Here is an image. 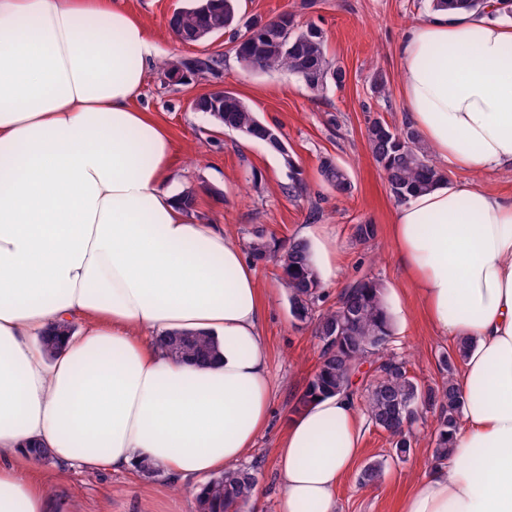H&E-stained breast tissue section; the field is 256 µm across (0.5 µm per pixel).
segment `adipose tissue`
<instances>
[{"mask_svg": "<svg viewBox=\"0 0 512 512\" xmlns=\"http://www.w3.org/2000/svg\"><path fill=\"white\" fill-rule=\"evenodd\" d=\"M399 55L437 165L512 169V26L435 13ZM156 58L124 0H0V512H71L34 479L32 441L65 466L148 463L195 491L267 425L264 291L223 225L166 187L170 134L137 105ZM389 231L433 330L468 344L448 461L402 512H512V195L445 180ZM300 239L335 278L322 227ZM175 331L212 337L218 357L172 359L158 340ZM363 435L351 392L312 399L278 444L277 512H337Z\"/></svg>", "mask_w": 512, "mask_h": 512, "instance_id": "ef3b65f1", "label": "adipose tissue"}]
</instances>
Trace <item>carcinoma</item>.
Returning a JSON list of instances; mask_svg holds the SVG:
<instances>
[{
  "label": "carcinoma",
  "mask_w": 512,
  "mask_h": 512,
  "mask_svg": "<svg viewBox=\"0 0 512 512\" xmlns=\"http://www.w3.org/2000/svg\"><path fill=\"white\" fill-rule=\"evenodd\" d=\"M434 12H477L486 7V0H430ZM176 32L193 37H207L234 31L237 61L245 68L288 72L300 78L314 93L333 84L344 86L347 73L339 64L327 58L322 31L309 25L302 28L291 15L280 16V27L287 37L269 36V32L251 19L240 23L237 0H211L207 8L195 9L190 4L174 18ZM203 110L219 111L216 122L225 129L247 139L262 142L263 126L257 113L238 97L222 99L209 93L199 99ZM366 139L373 159L383 172L389 193L401 204L413 194L428 190L445 178L431 152L410 125L397 129L371 118L366 127ZM323 180L338 193H348L352 183L345 168L331 158L321 161ZM250 256L256 263L276 261L284 275L295 319L315 320V334L320 354L315 373L300 395L296 410L310 399L351 389L354 378L364 364L373 367L361 386L365 392L364 406L372 424L385 431L394 454L399 459L412 450V433L425 415L437 416V426L431 433L434 444V465L448 460V437L458 425L464 401L453 383L456 363L466 355V347L442 355V381L422 385L410 375L405 359L385 354L392 336V324L382 285L373 277L354 282L336 303L318 316L313 307L320 297L321 281L311 259L308 245L292 241L288 245L271 246L263 235L249 245ZM160 344L174 357L204 360L215 350L208 337L191 332H174L160 338ZM254 466H240L210 479L202 495L196 498L197 512H219V509L239 510L248 505L256 486Z\"/></svg>",
  "instance_id": "cac0c4a2"
}]
</instances>
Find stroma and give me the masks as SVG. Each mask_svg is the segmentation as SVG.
<instances>
[{"instance_id": "stroma-1", "label": "stroma", "mask_w": 512, "mask_h": 512, "mask_svg": "<svg viewBox=\"0 0 512 512\" xmlns=\"http://www.w3.org/2000/svg\"><path fill=\"white\" fill-rule=\"evenodd\" d=\"M130 13L145 25L159 59L218 55L224 66L218 76H191L168 83L161 68L150 73L138 104L169 130L174 145L173 192L193 191L201 216L221 224L239 244L256 234L286 243L308 225H324L336 243L338 274L323 285L319 309L335 307L342 291L363 277L383 286L393 318L394 352L409 360V369L424 384L439 382L442 353L452 351L450 339L438 336L397 259L389 235L396 203L366 142L369 118L402 126L408 116L402 100L398 45L406 30L431 14L430 0H240L243 18L270 19L292 14L298 25L322 29L331 61L347 72L344 87L314 93L297 77L283 72L243 68L230 35L194 45L175 40L168 23L186 0H125ZM389 80L388 90L373 92L376 70ZM234 93L262 121L280 129L288 158L271 153L263 144L216 125L207 113L193 111V98L216 89ZM331 158L350 174L353 190L341 195L320 174V162ZM376 226L375 238L365 244L354 239V227ZM261 288L267 290L261 333L266 339L271 374L278 385L267 426L245 458L257 469L255 512H277L279 475L277 446L296 401L311 379L318 361L319 342L311 325L297 321L291 311L281 272L271 264L257 265ZM435 416H427L415 432L410 455L396 459L386 432L365 423L363 452L337 490L338 512H400L412 486L432 465L430 434ZM382 461L379 482L359 481L363 467ZM38 471L50 479L49 490L74 502L79 512H195L189 489L173 486L158 473H89L71 469L62 482L53 479V463Z\"/></svg>"}]
</instances>
